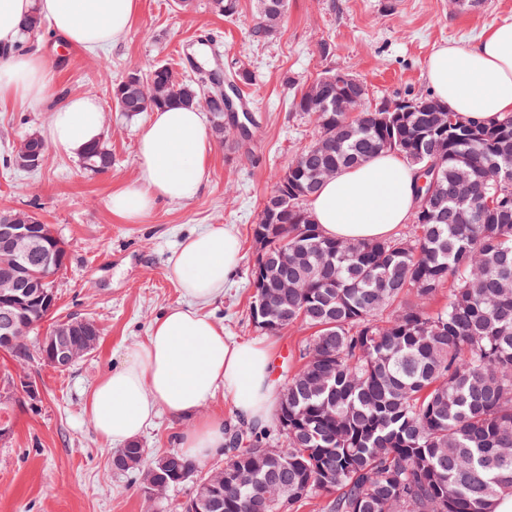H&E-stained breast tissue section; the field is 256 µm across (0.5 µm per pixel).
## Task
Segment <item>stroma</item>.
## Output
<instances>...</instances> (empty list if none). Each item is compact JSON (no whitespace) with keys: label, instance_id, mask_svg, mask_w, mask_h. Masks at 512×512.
<instances>
[{"label":"stroma","instance_id":"35a3bbf8","mask_svg":"<svg viewBox=\"0 0 512 512\" xmlns=\"http://www.w3.org/2000/svg\"><path fill=\"white\" fill-rule=\"evenodd\" d=\"M512 22V0H288L277 34L251 36L255 0H239L230 18L211 0L180 10L174 0H140L129 30L112 47L89 54L64 45L52 26L24 44L51 61L53 93L39 108L0 111V209H36L67 252L55 278L53 318L77 314L97 323L100 343L68 371L39 358L18 364L0 354V374L24 372L41 399L12 407L10 434L0 440V512H144L143 494L132 475L112 467L115 446L95 433L83 407L94 383L119 366L125 351L147 340L151 324L181 303L171 258L182 239L212 224L237 231L242 260L224 295L205 306L236 341L272 343V378L284 385L299 364L309 330L290 327L269 334L250 320L254 293L250 228L257 223L274 176L317 134L312 118L294 112L295 93L318 74L340 69L362 80L371 104L428 91L425 69L441 45H469L484 26ZM218 49L211 69L248 63L254 73L245 92L256 106L252 138L216 143L207 180L190 201H164L137 224L112 214V191L137 175V140L152 113L135 117L111 106V86L129 69L167 64L193 75L190 56L202 36ZM89 92L103 109L112 166L85 173L78 159L48 151L42 168H5L4 159L27 135L45 134L53 101ZM189 422L160 411L139 441L148 457L177 450Z\"/></svg>","mask_w":512,"mask_h":512}]
</instances>
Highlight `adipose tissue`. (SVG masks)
<instances>
[{"mask_svg":"<svg viewBox=\"0 0 512 512\" xmlns=\"http://www.w3.org/2000/svg\"><path fill=\"white\" fill-rule=\"evenodd\" d=\"M138 10L139 0H0V108H36L51 94L49 59L18 49L30 12L46 18L69 47L96 52L126 33ZM426 79L459 117L494 120L512 113V23L488 25L470 46L440 47L427 62ZM103 131L99 99L76 93L52 110L47 140L55 151L77 157L102 140ZM213 151L201 109L177 105L157 112L138 140L137 177L109 198L112 214L135 223L160 201L194 199ZM417 177L416 167L383 152L324 181L308 209L328 237L386 239L410 220ZM240 260L239 237L221 224L180 244L171 269L183 304L156 319L146 342L129 348L121 366L89 392L85 411L101 439L134 440L163 408L190 419L178 448L204 461L224 446L223 416L200 413L220 389L247 424L261 428L272 419L279 390L270 376L271 343L229 341L223 325L201 311L223 296Z\"/></svg>","mask_w":512,"mask_h":512,"instance_id":"adipose-tissue-1","label":"adipose tissue"}]
</instances>
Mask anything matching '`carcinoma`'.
I'll use <instances>...</instances> for the list:
<instances>
[{
	"label": "carcinoma",
	"mask_w": 512,
	"mask_h": 512,
	"mask_svg": "<svg viewBox=\"0 0 512 512\" xmlns=\"http://www.w3.org/2000/svg\"><path fill=\"white\" fill-rule=\"evenodd\" d=\"M287 0H257L252 35L273 37ZM178 78L165 64L128 71L112 84L117 112L136 116L173 105L210 114L215 138L224 140L229 97L213 79ZM337 76L357 89L364 112L337 111ZM253 81L242 63L227 78ZM412 112L372 110L364 84L343 70L325 71L302 88L292 107L315 117L318 134L282 170L263 203L272 213L264 251L253 265L270 264L284 247L295 255L288 277V304L269 300L278 333L299 325L314 330L300 354L302 365L288 378L278 408L288 405V428L273 444L263 436L237 448L243 435L229 436L227 467H255L252 483L220 490L217 512H293L313 495L325 497L324 512H494L512 497V114L470 123L432 94L408 97ZM448 113V126L439 115ZM439 144L443 171L434 219L416 208V235L351 242L325 236L306 207L320 188L319 173L360 165L392 152L420 169L417 153ZM106 140L79 159L109 169ZM36 224L44 246L54 247L49 227L26 210L1 209ZM448 290V302L430 301ZM51 310H25L22 344H0V352L24 364L40 351L35 337ZM124 472L137 474L147 501L157 484L174 487L192 478L199 463L178 452L173 469L159 461L142 465L132 445Z\"/></svg>",
	"instance_id": "carcinoma-1"
}]
</instances>
